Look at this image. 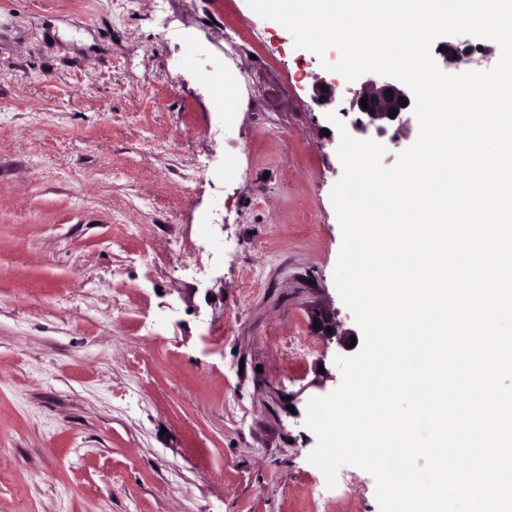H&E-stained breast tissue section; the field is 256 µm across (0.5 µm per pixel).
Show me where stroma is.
Masks as SVG:
<instances>
[{
    "label": "stroma",
    "instance_id": "obj_1",
    "mask_svg": "<svg viewBox=\"0 0 512 512\" xmlns=\"http://www.w3.org/2000/svg\"><path fill=\"white\" fill-rule=\"evenodd\" d=\"M338 58L247 0H0V512H380L308 460Z\"/></svg>",
    "mask_w": 512,
    "mask_h": 512
}]
</instances>
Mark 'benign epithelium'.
Instances as JSON below:
<instances>
[{"mask_svg": "<svg viewBox=\"0 0 512 512\" xmlns=\"http://www.w3.org/2000/svg\"><path fill=\"white\" fill-rule=\"evenodd\" d=\"M441 46L447 48L445 52H439L444 61L450 62L458 67L468 65L472 62L470 54L450 42H443ZM393 91V96H388L387 91ZM367 98L368 108L360 104L362 98ZM406 98L407 104L400 105V98ZM413 94L400 81H384L379 83L373 79L367 81V87L356 93L350 103V111L354 114L351 120L352 129L362 135H371L379 140L388 139L391 142L398 141V133H390L392 127L399 130L407 129L411 123L413 113ZM397 110L393 118L388 116L390 110ZM312 320L318 321L319 329L315 330L316 335L327 339H336L338 344L349 348L351 335L338 331L336 314L325 309L318 308L312 313Z\"/></svg>", "mask_w": 512, "mask_h": 512, "instance_id": "benign-epithelium-1", "label": "benign epithelium"}]
</instances>
